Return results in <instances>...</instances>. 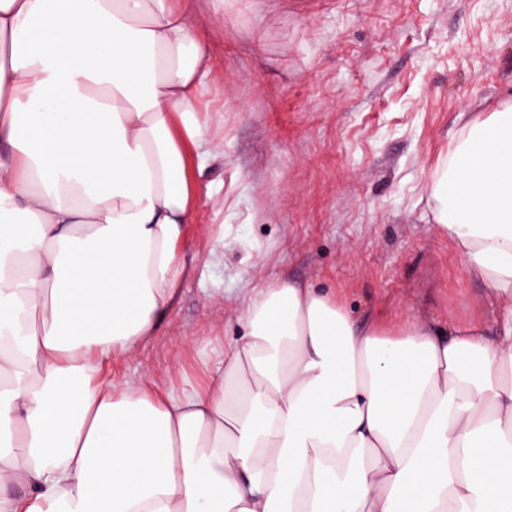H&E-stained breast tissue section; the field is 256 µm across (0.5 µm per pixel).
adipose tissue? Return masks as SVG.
<instances>
[{
  "mask_svg": "<svg viewBox=\"0 0 512 512\" xmlns=\"http://www.w3.org/2000/svg\"><path fill=\"white\" fill-rule=\"evenodd\" d=\"M223 28L224 0H0V512H512V106L433 186L493 333L276 282L204 382L101 378L190 273Z\"/></svg>",
  "mask_w": 512,
  "mask_h": 512,
  "instance_id": "obj_1",
  "label": "adipose tissue"
}]
</instances>
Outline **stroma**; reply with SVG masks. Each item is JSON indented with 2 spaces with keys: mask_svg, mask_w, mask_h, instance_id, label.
<instances>
[{
  "mask_svg": "<svg viewBox=\"0 0 512 512\" xmlns=\"http://www.w3.org/2000/svg\"><path fill=\"white\" fill-rule=\"evenodd\" d=\"M212 49L224 152L184 243L192 272L105 378L202 380L243 297L277 281L336 294L359 322L492 326L485 283L427 215L465 117L512 105V0H250L226 6Z\"/></svg>",
  "mask_w": 512,
  "mask_h": 512,
  "instance_id": "stroma-1",
  "label": "stroma"
}]
</instances>
